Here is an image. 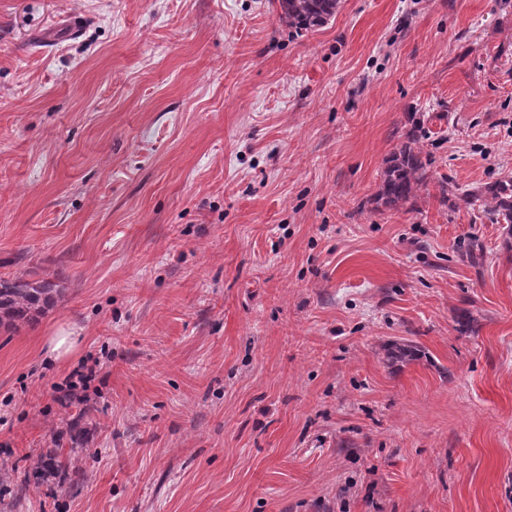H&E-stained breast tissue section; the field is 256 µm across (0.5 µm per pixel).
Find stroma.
I'll return each mask as SVG.
<instances>
[{
    "instance_id": "obj_1",
    "label": "stroma",
    "mask_w": 512,
    "mask_h": 512,
    "mask_svg": "<svg viewBox=\"0 0 512 512\" xmlns=\"http://www.w3.org/2000/svg\"><path fill=\"white\" fill-rule=\"evenodd\" d=\"M416 118L428 184L378 207ZM504 177L512 0L303 33L276 0H0V279L62 289L0 328V512H512V248L468 196ZM79 332L80 329L75 325L61 327L49 340L47 349L49 356L56 361L69 358L76 351L81 339ZM84 369L87 370L86 373H84ZM95 373L96 370L93 367L87 368L84 364H81L78 369L73 370L66 376L63 384L54 386L57 393L54 398L59 401H62V398L78 402L86 400L87 383L95 377ZM63 468V463L59 455L54 451H47L38 455L32 460L29 468L24 472L23 482L29 483L31 480L39 482L45 478L55 475Z\"/></svg>"
}]
</instances>
